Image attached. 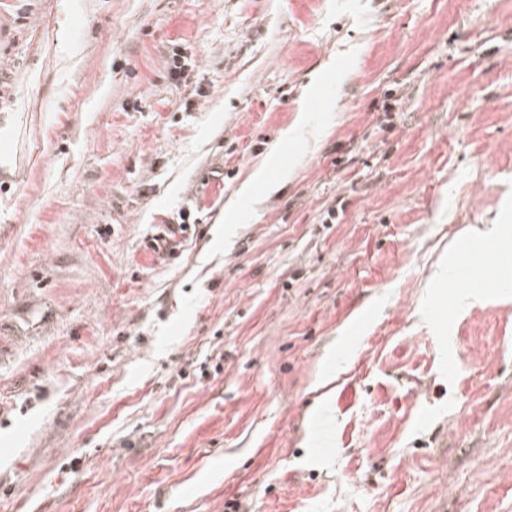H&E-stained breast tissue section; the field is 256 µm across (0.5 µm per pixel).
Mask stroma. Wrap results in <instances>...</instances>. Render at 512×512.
I'll list each match as a JSON object with an SVG mask.
<instances>
[{
  "mask_svg": "<svg viewBox=\"0 0 512 512\" xmlns=\"http://www.w3.org/2000/svg\"><path fill=\"white\" fill-rule=\"evenodd\" d=\"M0 141V512H512V0H0ZM279 153V146L275 145L268 153L266 159L258 166V168L247 178L239 189L237 197L243 195H252L256 188L262 187L269 189L273 187L270 179H267L269 165Z\"/></svg>",
  "mask_w": 512,
  "mask_h": 512,
  "instance_id": "1",
  "label": "stroma"
}]
</instances>
